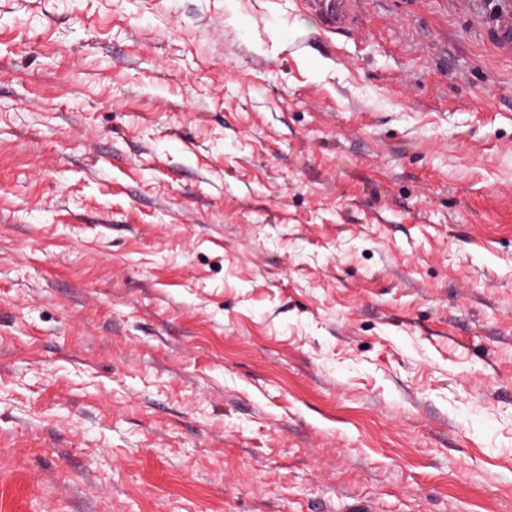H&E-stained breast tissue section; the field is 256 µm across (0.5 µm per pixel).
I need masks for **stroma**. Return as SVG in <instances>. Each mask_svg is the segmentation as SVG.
<instances>
[{
  "mask_svg": "<svg viewBox=\"0 0 512 512\" xmlns=\"http://www.w3.org/2000/svg\"><path fill=\"white\" fill-rule=\"evenodd\" d=\"M505 0H0V512H512ZM303 3L329 32H346L355 24L352 0H303ZM494 29L498 49L512 55V9L504 10L498 15Z\"/></svg>",
  "mask_w": 512,
  "mask_h": 512,
  "instance_id": "obj_1",
  "label": "stroma"
}]
</instances>
